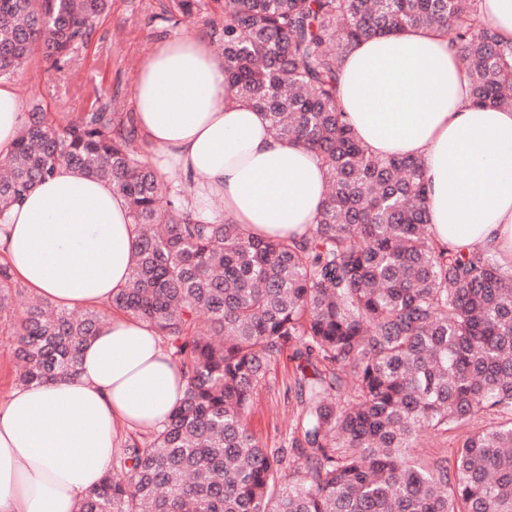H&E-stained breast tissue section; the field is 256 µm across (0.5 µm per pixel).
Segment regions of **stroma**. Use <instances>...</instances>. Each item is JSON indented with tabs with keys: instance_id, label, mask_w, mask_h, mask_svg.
Listing matches in <instances>:
<instances>
[{
	"instance_id": "35a3bbf8",
	"label": "stroma",
	"mask_w": 512,
	"mask_h": 512,
	"mask_svg": "<svg viewBox=\"0 0 512 512\" xmlns=\"http://www.w3.org/2000/svg\"><path fill=\"white\" fill-rule=\"evenodd\" d=\"M169 0H110L90 40L80 46L62 69L34 58L12 85L26 106L40 105L60 123L108 103L113 111L133 110L134 87L142 56L164 37L209 35L212 9L176 22L166 20ZM292 368L286 359L272 363L253 395L250 427L269 448L280 447L291 424L285 394Z\"/></svg>"
}]
</instances>
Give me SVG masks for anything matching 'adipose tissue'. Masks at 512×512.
Returning <instances> with one entry per match:
<instances>
[{"label": "adipose tissue", "mask_w": 512, "mask_h": 512, "mask_svg": "<svg viewBox=\"0 0 512 512\" xmlns=\"http://www.w3.org/2000/svg\"><path fill=\"white\" fill-rule=\"evenodd\" d=\"M457 58L434 28L365 39L342 64L337 97L369 151L422 160L434 238L457 253L484 248L511 272L512 109L473 106ZM26 119L1 81V158ZM134 122L159 174L192 179L200 216L211 218L217 197L225 217L257 237L298 238L315 224L326 192L319 158L232 98L206 38H165L144 55ZM135 247L122 195L67 165L0 225V260L65 308L105 306L126 285ZM184 385L151 327L112 315L75 376L0 400V512H78L112 462L116 425L160 426Z\"/></svg>", "instance_id": "1"}]
</instances>
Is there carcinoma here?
I'll use <instances>...</instances> for the list:
<instances>
[{
  "mask_svg": "<svg viewBox=\"0 0 512 512\" xmlns=\"http://www.w3.org/2000/svg\"><path fill=\"white\" fill-rule=\"evenodd\" d=\"M192 18L204 0H170ZM212 36L235 94L269 130L314 151L328 191L310 234L258 238L206 222L142 156L132 115L108 104L61 125L35 106L0 178V216L60 164L107 180L137 234L127 285L107 304L148 323L186 380L167 420L122 441L79 512H512V272L428 232L422 162L376 157L337 100L363 39L412 28L451 36L476 107L512 108V45L477 0H212ZM108 0H0V79L41 51L55 67L90 38ZM23 292L0 262V335L19 386L71 376L102 328L97 307ZM290 351L288 440L249 424L254 389ZM456 439L453 467L412 454L422 432Z\"/></svg>",
  "mask_w": 512,
  "mask_h": 512,
  "instance_id": "carcinoma-1",
  "label": "carcinoma"
}]
</instances>
